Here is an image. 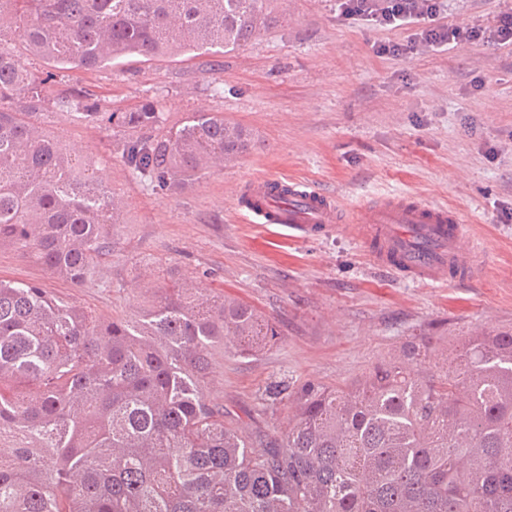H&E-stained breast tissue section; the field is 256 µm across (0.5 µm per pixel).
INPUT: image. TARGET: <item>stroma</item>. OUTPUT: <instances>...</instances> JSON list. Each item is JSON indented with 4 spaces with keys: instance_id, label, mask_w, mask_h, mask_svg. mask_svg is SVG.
<instances>
[{
    "instance_id": "1",
    "label": "stroma",
    "mask_w": 512,
    "mask_h": 512,
    "mask_svg": "<svg viewBox=\"0 0 512 512\" xmlns=\"http://www.w3.org/2000/svg\"><path fill=\"white\" fill-rule=\"evenodd\" d=\"M447 4L444 22L461 26L489 27L512 10V0ZM409 35L339 17L336 0H288L275 29L226 54L146 63L128 55L59 72L49 100L87 90L106 112L157 101L172 126L191 112H220L251 130L255 146L191 188L152 192L119 161L111 125L55 114L63 144L124 198V220L84 283L53 277L7 245L0 278L40 284L107 318L136 317L146 283L172 276L251 305L281 339L249 358L215 352L209 397L272 437L289 409L257 410L271 382L348 385L411 337L456 344L512 330V50L476 42L395 58L372 49ZM265 175L308 182L345 209L407 195L455 206L492 263L470 281L424 285L376 268L345 232L305 239L245 222L233 193Z\"/></svg>"
}]
</instances>
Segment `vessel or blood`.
<instances>
[{
  "label": "vessel or blood",
  "mask_w": 512,
  "mask_h": 512,
  "mask_svg": "<svg viewBox=\"0 0 512 512\" xmlns=\"http://www.w3.org/2000/svg\"><path fill=\"white\" fill-rule=\"evenodd\" d=\"M235 207L262 224H285L307 236L348 226L368 246L374 265L424 282L463 281L486 262L484 249L463 248L465 221L452 207L394 196L368 213L342 212L334 196L297 181L256 177L240 187Z\"/></svg>",
  "instance_id": "vessel-or-blood-1"
}]
</instances>
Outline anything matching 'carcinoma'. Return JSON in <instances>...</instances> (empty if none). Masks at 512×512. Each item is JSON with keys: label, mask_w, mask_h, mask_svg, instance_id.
Listing matches in <instances>:
<instances>
[{"label": "carcinoma", "mask_w": 512, "mask_h": 512, "mask_svg": "<svg viewBox=\"0 0 512 512\" xmlns=\"http://www.w3.org/2000/svg\"><path fill=\"white\" fill-rule=\"evenodd\" d=\"M271 0H0V246L84 283L112 250L123 198L50 130L55 71L224 53L278 25ZM40 57L37 77L22 62ZM120 161L179 191L248 153L222 112L167 126L155 101L102 112ZM279 339L252 307L183 284L156 286L135 320H106L37 284L0 279V512H512V332L420 336L351 385H267L289 405L265 440L224 422L208 395L212 354L253 356Z\"/></svg>", "instance_id": "obj_1"}]
</instances>
